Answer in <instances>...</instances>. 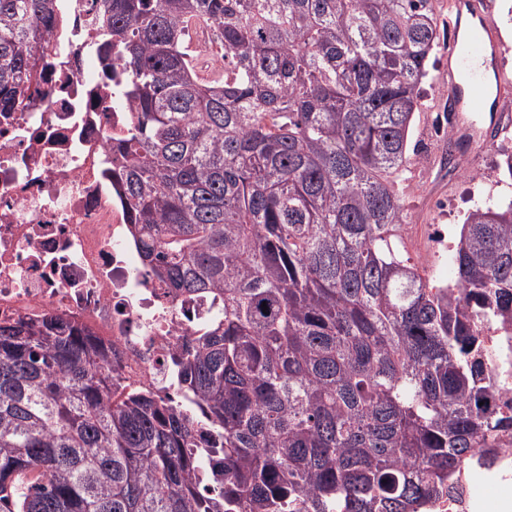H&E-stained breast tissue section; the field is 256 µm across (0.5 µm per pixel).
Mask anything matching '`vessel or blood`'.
<instances>
[{"mask_svg":"<svg viewBox=\"0 0 512 512\" xmlns=\"http://www.w3.org/2000/svg\"><path fill=\"white\" fill-rule=\"evenodd\" d=\"M452 31H464L465 41L455 42L448 53V126L461 141L465 157H472L492 140L504 121L499 103L491 102L487 83L497 59L494 24L477 0H456ZM483 108L482 123L467 121L465 114Z\"/></svg>","mask_w":512,"mask_h":512,"instance_id":"1","label":"vessel or blood"}]
</instances>
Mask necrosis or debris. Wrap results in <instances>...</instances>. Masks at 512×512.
Listing matches in <instances>:
<instances>
[{
	"mask_svg": "<svg viewBox=\"0 0 512 512\" xmlns=\"http://www.w3.org/2000/svg\"><path fill=\"white\" fill-rule=\"evenodd\" d=\"M62 20L36 53L23 108L0 113V324L53 317L112 354L123 385L176 396L172 364L213 316L210 302L171 293L138 261L112 145L130 131L86 42L94 0H59ZM496 360L492 408L512 415V328L483 327ZM461 496L417 512H512V444L482 448L452 477Z\"/></svg>",
	"mask_w": 512,
	"mask_h": 512,
	"instance_id": "4bbe7bcc",
	"label": "necrosis or debris"
}]
</instances>
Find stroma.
<instances>
[{
	"label": "stroma",
	"instance_id": "35a3bbf8",
	"mask_svg": "<svg viewBox=\"0 0 512 512\" xmlns=\"http://www.w3.org/2000/svg\"><path fill=\"white\" fill-rule=\"evenodd\" d=\"M447 81L444 59L436 57L422 86L409 163L397 185L404 222L408 226L402 236L400 252L433 284H447L455 279L451 257H436L431 250L433 225H448L452 230H459L474 204L496 187L503 152H512V142L496 137L474 159L473 175H466L449 163L448 114L443 102Z\"/></svg>",
	"mask_w": 512,
	"mask_h": 512
}]
</instances>
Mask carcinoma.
Returning <instances> with one entry per match:
<instances>
[{"label":"carcinoma","instance_id":"1","mask_svg":"<svg viewBox=\"0 0 512 512\" xmlns=\"http://www.w3.org/2000/svg\"><path fill=\"white\" fill-rule=\"evenodd\" d=\"M133 114L112 147L139 262L218 312L191 406L126 388L55 319L0 325V512H411L512 433L479 327H512V203L487 195L454 287L399 253L396 179L440 48L436 0H98ZM55 0H0V112ZM224 66L198 76L190 26ZM267 308H262V305Z\"/></svg>","mask_w":512,"mask_h":512}]
</instances>
